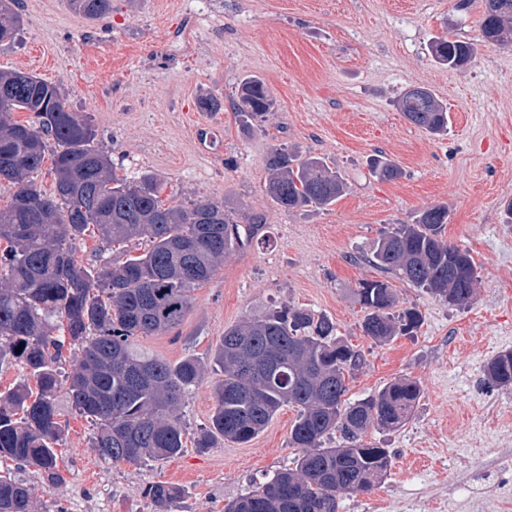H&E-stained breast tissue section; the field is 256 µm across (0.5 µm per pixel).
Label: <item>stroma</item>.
Here are the masks:
<instances>
[{"instance_id":"35a3bbf8","label":"stroma","mask_w":512,"mask_h":512,"mask_svg":"<svg viewBox=\"0 0 512 512\" xmlns=\"http://www.w3.org/2000/svg\"><path fill=\"white\" fill-rule=\"evenodd\" d=\"M22 26L0 43V71L60 85L87 115L118 174L158 175L179 202L209 200L259 214L266 241L227 255L194 289L177 332L139 339L170 363H206L180 414L189 430L207 424L219 370L210 355L226 328L288 303L331 318L365 365L347 396L376 393L403 376L421 396L395 430L368 441L391 449L392 466L372 490L341 495L338 512H512V389L488 385L484 364L512 349V45L484 44L482 0H112L90 21L66 0H16ZM446 36L472 43L467 66L436 64L427 48ZM263 79L275 110L243 138L229 107L239 82ZM430 88L448 108V134L435 137L399 112L396 98ZM223 109L198 106L205 97ZM288 146L326 158L348 190L325 208L283 211L266 194V160ZM384 155L402 171L369 172ZM444 203V237L468 249L479 276L473 304L456 307L390 279L400 308L422 324L380 345L361 331L359 282L388 279L370 263L384 231ZM297 413L282 407L245 444L187 443L172 459L112 464L92 446L94 427L67 412L58 448L59 481L0 458L36 486L34 512H154L146 488H181L170 512L224 506L291 467Z\"/></svg>"}]
</instances>
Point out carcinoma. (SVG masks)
<instances>
[{
    "label": "carcinoma",
    "instance_id": "carcinoma-1",
    "mask_svg": "<svg viewBox=\"0 0 512 512\" xmlns=\"http://www.w3.org/2000/svg\"><path fill=\"white\" fill-rule=\"evenodd\" d=\"M89 20L112 12V0H67ZM482 41H512V0H483ZM22 23L11 6L0 5V41L13 40ZM433 61L463 67L472 44L436 38ZM0 180L14 185L0 208V367L20 363L27 378L0 391V458L32 467L53 480L57 447L63 441L58 393L66 385L71 408L95 426L93 447L114 463L138 464L179 455L187 438L211 448L219 438L244 444L261 433L283 406L297 410L290 443L299 450L295 467L274 473L224 507V512H337L338 495L377 486L391 467L387 448L365 440L372 428L396 429L410 418L420 396L418 382L395 379L364 399L346 398V379L363 367V355L336 336L335 324L306 308L281 304L224 329L211 363L224 378L214 392L207 425L190 433L178 415L205 374L194 357L176 364L149 355L135 340L180 327L194 288L207 282L229 253L252 243L264 229L260 216H240L224 204L200 200L172 204L164 183L145 173L118 176L99 147L91 122L72 111L60 86L20 71L0 72ZM233 102L240 132L250 136L274 108L263 80L244 79ZM413 125L434 136L448 133V113L426 87L409 88L397 99ZM32 118L21 122L12 112ZM51 158L53 191L33 174ZM267 195L281 209L330 206L345 192L341 175L321 157L277 147L267 159ZM371 173L392 180L398 166L376 157ZM448 206L421 211L411 224H398L379 238L373 263L435 298L458 307L472 304L479 282L468 250L443 238ZM104 252L82 265L77 243L89 227ZM149 241L135 255L128 243ZM364 309L361 330L376 343L418 328L415 309L395 311L388 282L365 280L356 289ZM21 352H16L19 344ZM82 353L79 368L61 377L63 350ZM484 379L512 387V350L483 367ZM339 433L344 445L329 448ZM156 512H169L181 492L164 482L146 489ZM34 487L0 474V512H31Z\"/></svg>",
    "mask_w": 512,
    "mask_h": 512
}]
</instances>
